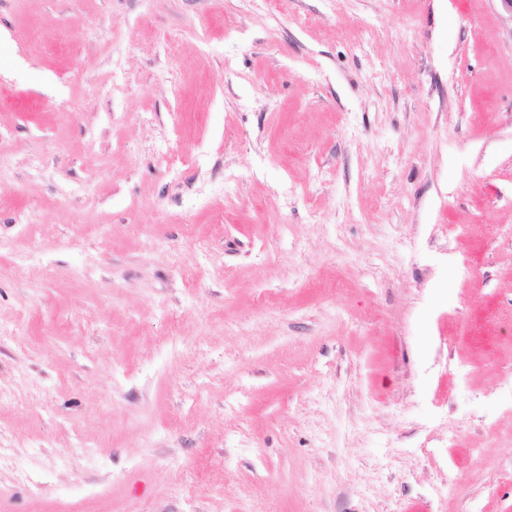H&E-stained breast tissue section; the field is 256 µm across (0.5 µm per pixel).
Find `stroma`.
<instances>
[{"instance_id":"1","label":"stroma","mask_w":512,"mask_h":512,"mask_svg":"<svg viewBox=\"0 0 512 512\" xmlns=\"http://www.w3.org/2000/svg\"><path fill=\"white\" fill-rule=\"evenodd\" d=\"M0 512H512L497 0H0Z\"/></svg>"}]
</instances>
